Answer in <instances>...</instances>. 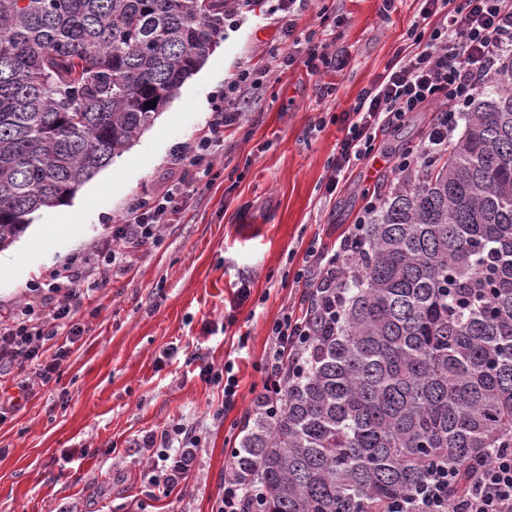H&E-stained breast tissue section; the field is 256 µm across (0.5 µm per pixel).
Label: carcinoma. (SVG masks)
I'll list each match as a JSON object with an SVG mask.
<instances>
[{
	"mask_svg": "<svg viewBox=\"0 0 512 512\" xmlns=\"http://www.w3.org/2000/svg\"><path fill=\"white\" fill-rule=\"evenodd\" d=\"M230 0H0V249L154 121L224 38ZM156 100L153 107L146 102ZM385 196L277 410L229 462L257 512H386L435 464L512 448V89Z\"/></svg>",
	"mask_w": 512,
	"mask_h": 512,
	"instance_id": "carcinoma-1",
	"label": "carcinoma"
}]
</instances>
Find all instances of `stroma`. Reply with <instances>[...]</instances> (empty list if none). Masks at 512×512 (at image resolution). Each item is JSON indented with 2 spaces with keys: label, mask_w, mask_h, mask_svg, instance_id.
<instances>
[{
  "label": "stroma",
  "mask_w": 512,
  "mask_h": 512,
  "mask_svg": "<svg viewBox=\"0 0 512 512\" xmlns=\"http://www.w3.org/2000/svg\"><path fill=\"white\" fill-rule=\"evenodd\" d=\"M420 0H399L389 18L381 0H310L301 31L345 52L347 67L317 77L302 64L273 67L278 31L254 0L205 64L120 159L127 170L95 199L89 223L74 225L50 246L32 245L59 210L80 207L77 191L62 208L36 212L11 245L13 268L0 272V319L28 300L31 281L52 275L78 253L112 241L126 204L164 191L177 176L169 162L178 146L199 137L217 86L241 66L269 69L255 90L256 107L243 127L224 131L219 177L189 200L178 223L162 225L153 244L118 246L112 278L88 290L77 319L84 333L59 373L41 382L26 371L0 378L14 396L28 385L22 408L0 419V512H211L222 491L231 448L253 425V398L265 383L269 328L307 291L296 273L310 242L333 250L362 211L367 195L396 183L391 158L402 141L419 143L435 107L406 115L381 133L372 158L360 163L334 194L325 185L345 113L359 92L409 46L407 31ZM329 86L330 94L319 91ZM250 296L238 302V289ZM177 348L166 359L168 348ZM233 362L240 380L235 409L199 376L200 363ZM179 422L197 427L202 449L187 487L147 497L151 450L145 432Z\"/></svg>",
  "instance_id": "obj_1"
}]
</instances>
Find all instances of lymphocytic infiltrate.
<instances>
[{"label": "lymphocytic infiltrate", "instance_id": "f902f5d3", "mask_svg": "<svg viewBox=\"0 0 512 512\" xmlns=\"http://www.w3.org/2000/svg\"><path fill=\"white\" fill-rule=\"evenodd\" d=\"M308 0H271L269 15L278 29L279 45L271 52L278 67L303 63L321 76L343 70L346 56L328 52L313 34L297 31L296 17ZM413 50L396 59L369 87L357 95L347 114L343 138L336 145L328 191H336L352 169L375 150L379 131L400 124L405 116L434 104L438 114L419 152L398 158L395 171L405 175L424 158L447 153L448 143L468 111L476 92L497 74L500 59L512 55V0H421L417 21L409 31ZM263 73L243 69L219 87L212 97L208 132L174 158L181 178L151 201L131 203L121 224L112 230L113 241L152 243L160 225L174 223L187 200L198 193L203 180L213 179V158L224 141V130L238 124L243 114L242 90L261 84ZM379 196H370L337 250L309 245L298 278L311 290L342 297L341 263L362 236ZM115 255L109 247L69 262L51 283L31 284L32 298L13 324L0 326V370L34 366L42 381L59 372L70 349L58 336L59 325L72 324V336L83 329L75 323L85 287L106 285ZM311 333L306 309H285L270 327L271 348L265 359L266 380L254 400L255 410L271 405V392L282 383V373L293 355L303 351ZM139 447L155 449L156 464L146 477L152 488L169 494L192 475L198 464L202 438L196 428L181 423L146 432ZM458 481L455 467L441 464L407 497L394 500L391 512H512V448L499 450L491 462L476 470L471 495L449 505L448 495Z\"/></svg>", "mask_w": 512, "mask_h": 512}]
</instances>
